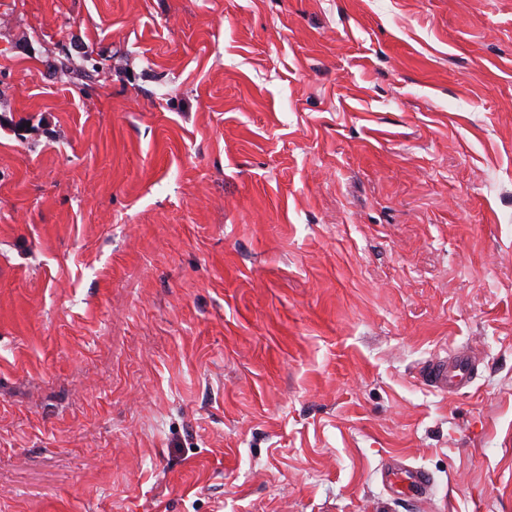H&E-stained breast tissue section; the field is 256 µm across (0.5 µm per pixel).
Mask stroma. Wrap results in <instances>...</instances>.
<instances>
[{"label":"stroma","mask_w":512,"mask_h":512,"mask_svg":"<svg viewBox=\"0 0 512 512\" xmlns=\"http://www.w3.org/2000/svg\"><path fill=\"white\" fill-rule=\"evenodd\" d=\"M0 512H512V0H0ZM423 372L428 384L454 395L471 387L476 377V365L469 351L454 349L448 351L445 359L428 363ZM382 480L394 493L413 499L422 498L432 485L430 474L421 467L389 463Z\"/></svg>","instance_id":"1"}]
</instances>
